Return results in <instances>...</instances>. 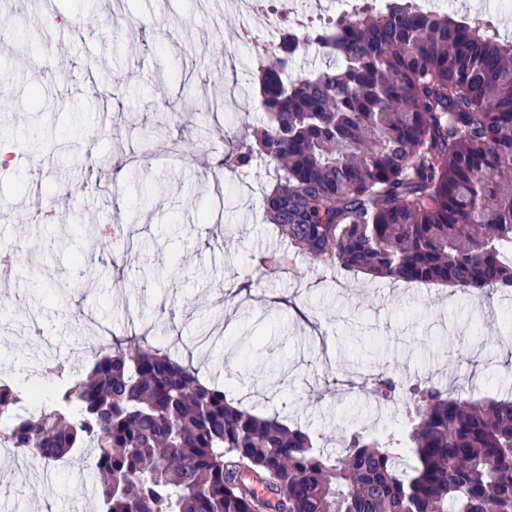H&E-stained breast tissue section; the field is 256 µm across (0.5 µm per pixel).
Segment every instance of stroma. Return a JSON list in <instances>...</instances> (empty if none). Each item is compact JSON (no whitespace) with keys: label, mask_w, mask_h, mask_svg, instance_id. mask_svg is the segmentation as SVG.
<instances>
[{"label":"stroma","mask_w":512,"mask_h":512,"mask_svg":"<svg viewBox=\"0 0 512 512\" xmlns=\"http://www.w3.org/2000/svg\"><path fill=\"white\" fill-rule=\"evenodd\" d=\"M43 0L0 8V147L45 129L40 152L0 177V238L14 275L0 314V361L69 359L85 370L101 336H143L252 413L301 427L332 453L341 437L396 427L360 373L439 377L452 396H512V289L489 296L392 282L284 254L265 231L274 170L219 166L230 138L265 119L224 0ZM48 106L34 115L32 90ZM218 111H211V104ZM82 163H75V154ZM125 177H112L115 167ZM134 241L115 267L112 247ZM91 450L31 464L0 446L10 512H97Z\"/></svg>","instance_id":"obj_1"}]
</instances>
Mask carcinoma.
<instances>
[{
  "mask_svg": "<svg viewBox=\"0 0 512 512\" xmlns=\"http://www.w3.org/2000/svg\"><path fill=\"white\" fill-rule=\"evenodd\" d=\"M310 44L338 61L288 77ZM256 73L266 121L230 157L275 164L263 208L282 237L349 272L512 288V43L481 16L366 3L281 34ZM46 369L65 381L35 417L18 414L30 388L0 383L7 441L45 464L94 449L100 512H512V399L383 374L404 436L353 431L330 454L143 340L100 350L84 376Z\"/></svg>",
  "mask_w": 512,
  "mask_h": 512,
  "instance_id": "obj_1",
  "label": "carcinoma"
}]
</instances>
